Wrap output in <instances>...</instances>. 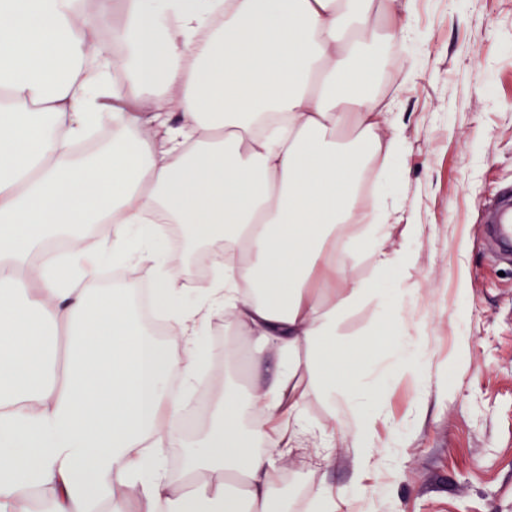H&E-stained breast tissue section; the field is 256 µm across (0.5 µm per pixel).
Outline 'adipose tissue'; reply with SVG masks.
I'll return each mask as SVG.
<instances>
[{"label": "adipose tissue", "mask_w": 512, "mask_h": 512, "mask_svg": "<svg viewBox=\"0 0 512 512\" xmlns=\"http://www.w3.org/2000/svg\"><path fill=\"white\" fill-rule=\"evenodd\" d=\"M96 2L0 0V512H29L37 490L46 512H271L272 451L313 434L309 395L338 403L336 366L359 376L382 337L408 331L382 308L357 343L338 341L376 296L354 274L359 253L412 277L390 240L416 225L357 184L404 153L380 87L414 0H122L117 21L112 0ZM107 122L108 141L77 153ZM167 223L224 245L209 279H156L179 354L137 318L134 286L96 285L102 257L151 260ZM56 238L62 249L29 263ZM188 290L195 302L179 304ZM223 312L280 363L261 390L225 385L175 480L171 383L197 381V338ZM336 419L366 474L374 416Z\"/></svg>", "instance_id": "obj_1"}]
</instances>
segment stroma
Segmentation results:
<instances>
[{
    "instance_id": "1",
    "label": "stroma",
    "mask_w": 512,
    "mask_h": 512,
    "mask_svg": "<svg viewBox=\"0 0 512 512\" xmlns=\"http://www.w3.org/2000/svg\"><path fill=\"white\" fill-rule=\"evenodd\" d=\"M414 32L395 45L389 83L401 89L407 154L380 182L363 190L395 198L411 237L393 234L414 262L417 293L402 312L421 340L413 357L386 343L358 395L379 390L371 451L380 472L366 480L362 512H512V264L491 259L484 240L486 204L512 188V0H415ZM213 244L188 247L179 225L165 228L156 262H130L154 280L161 269H186ZM468 338L457 348V336ZM202 339L211 352L207 375L191 398L202 408L192 429H179L168 458L202 439L213 396L229 378L224 345L254 351L252 337L225 332L215 317ZM306 415L330 430L333 446L293 450L282 461L284 495L277 512H310L322 485L353 489V434L334 427L329 402L310 395Z\"/></svg>"
}]
</instances>
